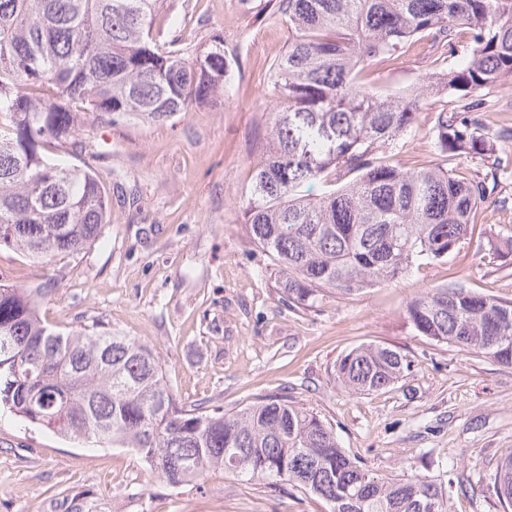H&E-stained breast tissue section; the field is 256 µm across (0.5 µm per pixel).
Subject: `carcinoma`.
Here are the masks:
<instances>
[{"label":"carcinoma","instance_id":"1","mask_svg":"<svg viewBox=\"0 0 512 512\" xmlns=\"http://www.w3.org/2000/svg\"><path fill=\"white\" fill-rule=\"evenodd\" d=\"M164 0H0V246L45 261L96 240L109 205L89 167L53 151L99 123L165 121L224 99L219 38L188 57L152 35ZM295 36L272 66L274 113L243 213L249 237L286 277L291 307L311 310L413 269L473 239L479 211L512 172L487 132L478 94L512 81V0H280ZM463 45L469 50L461 55ZM414 46L434 71L403 93L359 75ZM448 67H442V64ZM435 112L436 164L408 168L394 150ZM476 155L486 174H454ZM334 186L320 196L310 183ZM512 253V229L484 232ZM45 288L0 284V407L73 440L131 448L171 485L212 469L313 495L328 512H448L441 484L389 480L339 447L331 425L285 396L234 412L179 402L153 349L117 331L63 332L39 313ZM415 332L512 366V301L450 283L408 300ZM411 362L381 345L351 350L338 380L352 392L393 385ZM512 452L492 489L512 506Z\"/></svg>","mask_w":512,"mask_h":512}]
</instances>
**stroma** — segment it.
Segmentation results:
<instances>
[{"mask_svg":"<svg viewBox=\"0 0 512 512\" xmlns=\"http://www.w3.org/2000/svg\"><path fill=\"white\" fill-rule=\"evenodd\" d=\"M279 0H166L157 42L182 35L187 56L224 41L223 104L161 122L96 124L85 149L57 157L90 165L107 188L101 237L45 264L0 248V281L47 287L50 324L118 330L148 342L178 399L232 412L282 394L330 422L344 452L383 477L441 479L449 512H505L487 485L512 448V366L419 336L407 300L451 282L512 300V254L467 243L447 262L357 296L290 308L270 258L249 238L252 190L273 114L271 64L293 32ZM430 70L419 48L372 65L381 92ZM379 343L412 362L389 388L359 394L333 377L350 350ZM0 512H326L317 497L272 491L223 470L172 486L127 448H88L0 409Z\"/></svg>","mask_w":512,"mask_h":512,"instance_id":"1","label":"stroma"}]
</instances>
